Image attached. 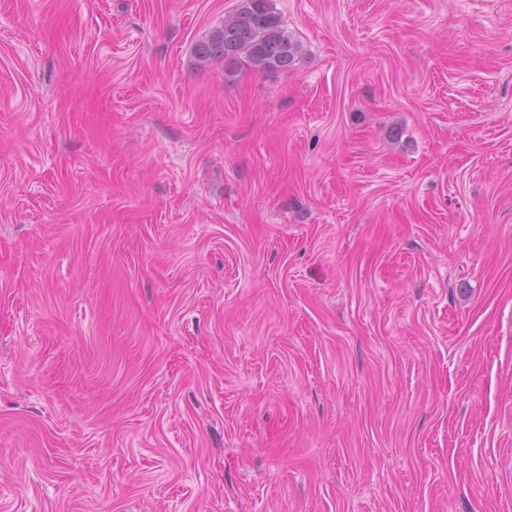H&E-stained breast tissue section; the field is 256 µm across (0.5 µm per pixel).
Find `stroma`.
<instances>
[{
    "label": "stroma",
    "instance_id": "stroma-1",
    "mask_svg": "<svg viewBox=\"0 0 512 512\" xmlns=\"http://www.w3.org/2000/svg\"><path fill=\"white\" fill-rule=\"evenodd\" d=\"M0 0V512H512V0ZM237 9L225 16L222 26L195 47L198 64L222 59L234 64L246 61L258 71H275L293 66L301 46L286 33L270 0H240Z\"/></svg>",
    "mask_w": 512,
    "mask_h": 512
}]
</instances>
